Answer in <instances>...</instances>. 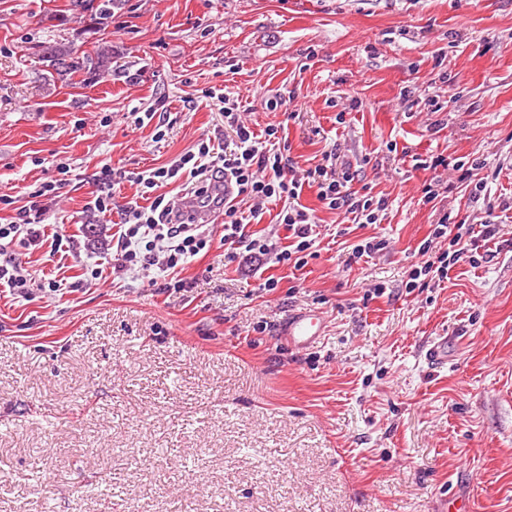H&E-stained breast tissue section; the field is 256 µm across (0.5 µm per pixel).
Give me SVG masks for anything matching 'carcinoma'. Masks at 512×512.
<instances>
[{
    "label": "carcinoma",
    "mask_w": 512,
    "mask_h": 512,
    "mask_svg": "<svg viewBox=\"0 0 512 512\" xmlns=\"http://www.w3.org/2000/svg\"><path fill=\"white\" fill-rule=\"evenodd\" d=\"M125 2L126 0H69V11L73 16L87 18L91 28L102 31L112 22V11L123 8ZM69 16L54 14L46 17V20L63 25L69 21ZM39 60L50 68V74L63 81H71L76 76L92 79L111 71L112 47L100 46L88 52L73 45H49L39 50Z\"/></svg>",
    "instance_id": "carcinoma-1"
}]
</instances>
